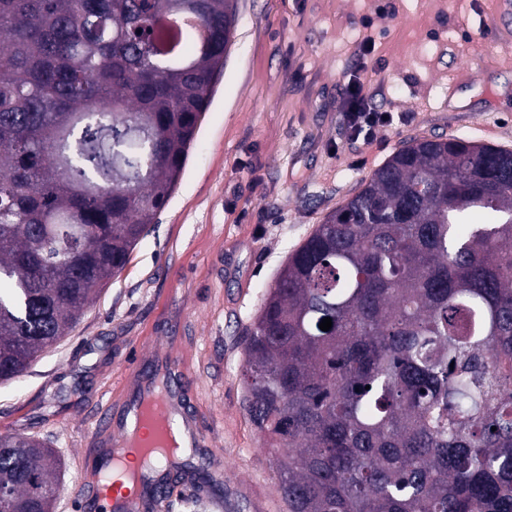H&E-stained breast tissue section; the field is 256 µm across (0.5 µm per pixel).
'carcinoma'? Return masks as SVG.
Listing matches in <instances>:
<instances>
[{"instance_id":"obj_1","label":"carcinoma","mask_w":512,"mask_h":512,"mask_svg":"<svg viewBox=\"0 0 512 512\" xmlns=\"http://www.w3.org/2000/svg\"><path fill=\"white\" fill-rule=\"evenodd\" d=\"M237 4L0 0V383L155 223ZM243 352L288 512H512V150L406 140L288 255ZM61 469L1 433L4 512H54Z\"/></svg>"}]
</instances>
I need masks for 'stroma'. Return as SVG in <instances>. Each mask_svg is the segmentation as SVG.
<instances>
[{"instance_id": "35a3bbf8", "label": "stroma", "mask_w": 512, "mask_h": 512, "mask_svg": "<svg viewBox=\"0 0 512 512\" xmlns=\"http://www.w3.org/2000/svg\"><path fill=\"white\" fill-rule=\"evenodd\" d=\"M498 0H238V24L175 192L79 324L0 384V432L49 439L63 460L56 512L73 496L104 409L132 397L167 351L205 436L180 458L163 512H288L242 407V339L289 253L411 137L512 149V50L490 47ZM365 73L393 116L351 139L343 101ZM471 93L469 105L451 106Z\"/></svg>"}]
</instances>
